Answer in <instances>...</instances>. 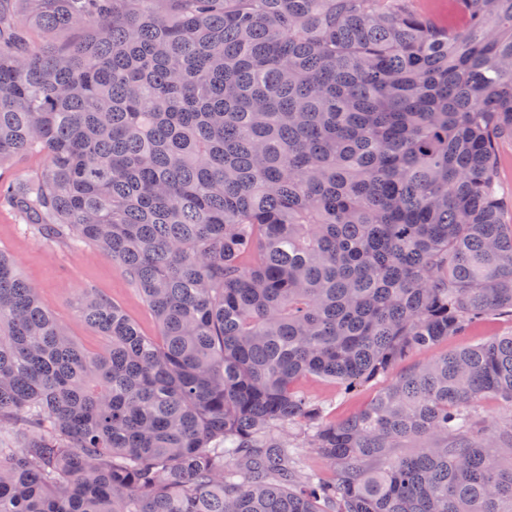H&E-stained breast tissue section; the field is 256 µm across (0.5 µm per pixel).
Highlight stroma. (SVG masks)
Returning a JSON list of instances; mask_svg holds the SVG:
<instances>
[{
	"label": "stroma",
	"instance_id": "1",
	"mask_svg": "<svg viewBox=\"0 0 512 512\" xmlns=\"http://www.w3.org/2000/svg\"><path fill=\"white\" fill-rule=\"evenodd\" d=\"M0 250L14 256L20 271L38 287L44 304L87 350H103L107 342L78 316V300L86 289L97 290L122 307L145 335H158L154 314L137 288L109 258L94 249L86 246L72 250L39 239L8 206L1 205ZM511 334V318L491 316L459 335L414 352L398 362L393 371L400 374L450 350L469 348ZM386 384V378L382 377L346 391L333 383L307 377L299 388L326 407L330 420L338 422L358 413Z\"/></svg>",
	"mask_w": 512,
	"mask_h": 512
}]
</instances>
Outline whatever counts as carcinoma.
Segmentation results:
<instances>
[{"instance_id":"obj_1","label":"carcinoma","mask_w":512,"mask_h":512,"mask_svg":"<svg viewBox=\"0 0 512 512\" xmlns=\"http://www.w3.org/2000/svg\"><path fill=\"white\" fill-rule=\"evenodd\" d=\"M24 2L0 0V167L46 164L0 172V204L112 259L160 334L90 289L85 351L0 251V512H512V417L475 410L512 407V336L337 423L298 388L512 314V0ZM502 166L500 170L501 193L507 199L510 208L512 203V143L505 144L501 150ZM44 164V158L38 155H21L13 159L7 168V173L14 178L20 179L26 177L32 171L40 168Z\"/></svg>"}]
</instances>
